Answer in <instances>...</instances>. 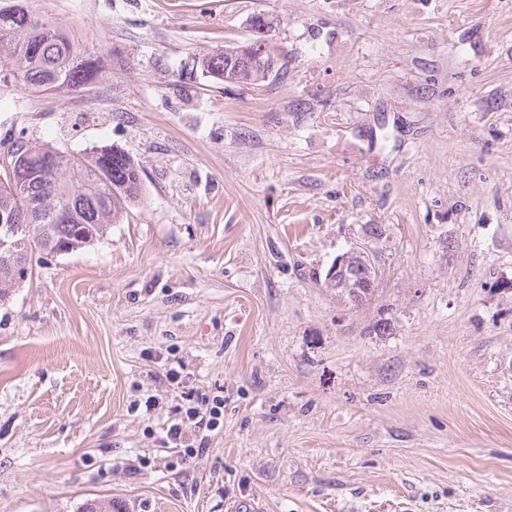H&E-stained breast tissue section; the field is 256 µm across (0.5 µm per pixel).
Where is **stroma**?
Instances as JSON below:
<instances>
[{"label":"stroma","mask_w":512,"mask_h":512,"mask_svg":"<svg viewBox=\"0 0 512 512\" xmlns=\"http://www.w3.org/2000/svg\"><path fill=\"white\" fill-rule=\"evenodd\" d=\"M36 6L103 69L0 97V142L144 186L0 301V512H512V0ZM258 18L277 80L176 78ZM365 242L354 306L326 274ZM215 388L181 464L165 427Z\"/></svg>","instance_id":"1"}]
</instances>
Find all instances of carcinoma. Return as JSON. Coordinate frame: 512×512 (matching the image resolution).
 Here are the masks:
<instances>
[{"label":"carcinoma","mask_w":512,"mask_h":512,"mask_svg":"<svg viewBox=\"0 0 512 512\" xmlns=\"http://www.w3.org/2000/svg\"><path fill=\"white\" fill-rule=\"evenodd\" d=\"M99 59L82 48L31 0H0V96L77 88L96 79ZM259 71L242 68L230 81L259 85ZM7 150L17 155L13 177L0 173V239L20 241L26 256L17 273L0 277V300L32 278L37 253L80 251L106 235L142 194L138 164L108 146L73 154L49 142L21 138Z\"/></svg>","instance_id":"cac0c4a2"}]
</instances>
